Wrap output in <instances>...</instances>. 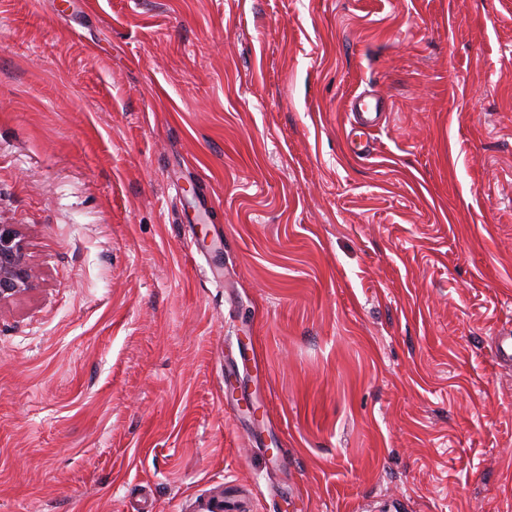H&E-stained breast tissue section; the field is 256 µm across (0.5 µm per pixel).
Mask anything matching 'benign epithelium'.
<instances>
[{
    "instance_id": "7a95c632",
    "label": "benign epithelium",
    "mask_w": 512,
    "mask_h": 512,
    "mask_svg": "<svg viewBox=\"0 0 512 512\" xmlns=\"http://www.w3.org/2000/svg\"><path fill=\"white\" fill-rule=\"evenodd\" d=\"M35 278L17 225L0 224V306L26 293L33 287Z\"/></svg>"
}]
</instances>
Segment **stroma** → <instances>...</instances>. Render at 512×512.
Masks as SVG:
<instances>
[{
	"instance_id": "obj_1",
	"label": "stroma",
	"mask_w": 512,
	"mask_h": 512,
	"mask_svg": "<svg viewBox=\"0 0 512 512\" xmlns=\"http://www.w3.org/2000/svg\"><path fill=\"white\" fill-rule=\"evenodd\" d=\"M0 224V512H512V0H0ZM350 110L355 118L356 127L362 132L355 152L368 154L370 141L367 138V133L370 129L379 125L387 111L385 103L378 97L373 98V101H366L365 97L357 96L351 101ZM364 136H366L365 141L362 140ZM35 278L17 226L0 224V306L26 293Z\"/></svg>"
}]
</instances>
